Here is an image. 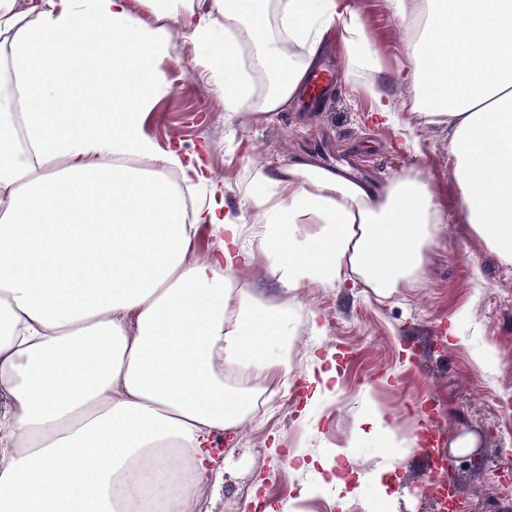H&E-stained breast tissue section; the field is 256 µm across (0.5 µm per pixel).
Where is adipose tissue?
Here are the masks:
<instances>
[{
  "label": "adipose tissue",
  "mask_w": 512,
  "mask_h": 512,
  "mask_svg": "<svg viewBox=\"0 0 512 512\" xmlns=\"http://www.w3.org/2000/svg\"><path fill=\"white\" fill-rule=\"evenodd\" d=\"M388 3L423 31L391 72L355 0H0V512H197L215 436L249 422L252 386L287 381L297 318L325 332L297 290L389 296L446 221L421 175L377 184L310 160L254 165L246 213L214 192L188 210L182 189L211 185L209 168L145 129L170 20L251 124L293 105L332 43L349 74L412 85L426 123L448 127L461 222L512 266V0ZM366 92L420 156L386 89ZM204 227L216 247L187 261ZM259 254L278 295L236 276ZM353 434L397 445L370 397Z\"/></svg>",
  "instance_id": "1"
}]
</instances>
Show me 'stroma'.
Here are the masks:
<instances>
[{"label": "stroma", "instance_id": "35a3bbf8", "mask_svg": "<svg viewBox=\"0 0 512 512\" xmlns=\"http://www.w3.org/2000/svg\"><path fill=\"white\" fill-rule=\"evenodd\" d=\"M357 6L388 65L406 61L401 22L386 0H357ZM168 33L171 50L162 72L169 90L152 111L148 131L161 148L203 161L230 208L242 204L240 186L250 163L273 169L303 157L351 167L367 180L401 176L420 165L437 186L455 195L448 129L423 122L412 88L392 83L387 91L417 128L418 158L399 150L391 130L371 119L370 101L356 86L371 82L372 73L350 77L336 50L326 62L340 75V97L319 109L299 103L253 125L227 117L216 86L201 77L200 55L179 24L169 23ZM297 299L304 309L321 314L325 334L317 338L299 331L288 385L273 384L269 402L252 422L225 433L217 455L220 478L198 491L197 512H242L248 501L263 510L291 499L298 512H369L377 491L364 476L384 461L392 466L390 493L398 512H434L431 500L418 492L433 475L430 452L415 439L421 418L437 429L443 458L455 461L457 471H472L469 512H487L496 499H512V480L504 475L512 455V267L460 224L456 211H449L413 285L387 298L349 281L309 285ZM484 344L496 349L497 358L480 366L474 354ZM314 352L335 362L338 388L311 428L302 413L314 389L309 381ZM368 394L391 409L408 447L391 454L376 441L353 440V422ZM467 432L479 439L471 467L458 462L454 447ZM335 447L345 454L333 465L297 470L295 457L321 456ZM339 478L358 489L343 505L308 492Z\"/></svg>", "mask_w": 512, "mask_h": 512}]
</instances>
